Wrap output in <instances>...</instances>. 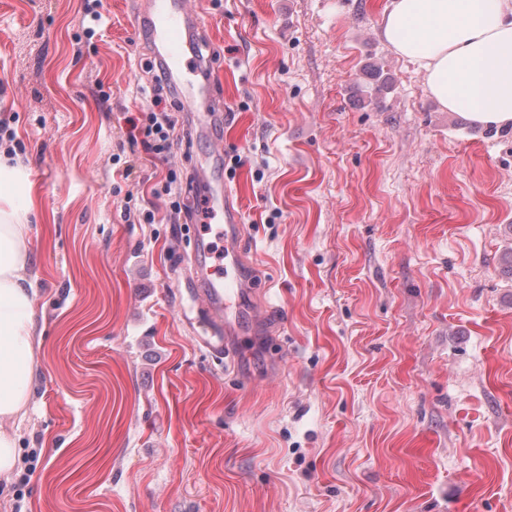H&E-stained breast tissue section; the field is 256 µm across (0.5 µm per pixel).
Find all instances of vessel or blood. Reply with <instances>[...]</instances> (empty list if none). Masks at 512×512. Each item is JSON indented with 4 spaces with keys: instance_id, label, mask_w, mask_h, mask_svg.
<instances>
[{
    "instance_id": "b4317fda",
    "label": "vessel or blood",
    "mask_w": 512,
    "mask_h": 512,
    "mask_svg": "<svg viewBox=\"0 0 512 512\" xmlns=\"http://www.w3.org/2000/svg\"><path fill=\"white\" fill-rule=\"evenodd\" d=\"M198 16L193 0H139L136 30L169 80L194 104L199 127L209 131L219 122L221 104L212 76L200 68ZM210 210L223 221L197 225L184 285L199 300L192 319L199 329L197 344L221 358L229 354L236 333L230 311L248 289L239 266L241 216L229 196L217 192L211 196ZM225 261L230 271H221Z\"/></svg>"
}]
</instances>
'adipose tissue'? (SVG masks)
Masks as SVG:
<instances>
[{
	"label": "adipose tissue",
	"instance_id": "adipose-tissue-1",
	"mask_svg": "<svg viewBox=\"0 0 512 512\" xmlns=\"http://www.w3.org/2000/svg\"><path fill=\"white\" fill-rule=\"evenodd\" d=\"M381 34L417 65L431 96L470 121L512 125V0H390ZM30 166L0 151V482L11 483L21 452L14 425L33 394L35 288Z\"/></svg>",
	"mask_w": 512,
	"mask_h": 512
}]
</instances>
